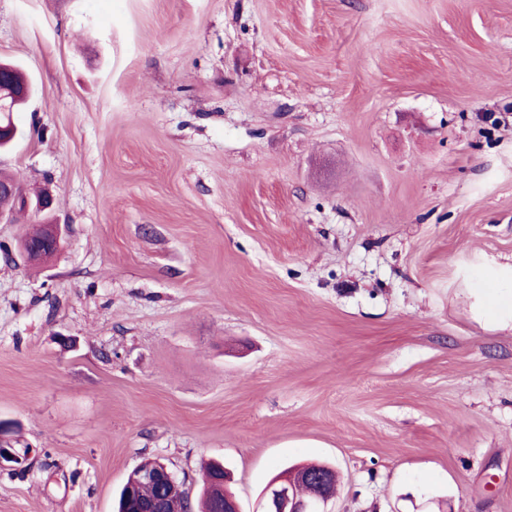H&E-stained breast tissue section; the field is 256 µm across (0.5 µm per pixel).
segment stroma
Wrapping results in <instances>:
<instances>
[{
    "instance_id": "obj_1",
    "label": "stroma",
    "mask_w": 512,
    "mask_h": 512,
    "mask_svg": "<svg viewBox=\"0 0 512 512\" xmlns=\"http://www.w3.org/2000/svg\"><path fill=\"white\" fill-rule=\"evenodd\" d=\"M0 512L146 458L242 512H512V0H0ZM61 224L47 264L19 243ZM220 465L215 462L206 468L204 486L198 503L199 512L217 511L216 503L223 488L221 480L224 479V486L228 481V475L224 477V470ZM287 478L288 481H285L286 477H274L267 483L259 501L260 509H256L254 512H326L324 506L333 494L327 493L320 497V500L307 502L316 500L320 494L318 484L308 481L315 479L322 483H332L334 493L337 482L334 467L329 465H320L314 468L298 467L288 471ZM296 483L302 484L295 485ZM290 490L293 496L303 500L293 498Z\"/></svg>"
}]
</instances>
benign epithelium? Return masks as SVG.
Returning <instances> with one entry per match:
<instances>
[{
	"label": "benign epithelium",
	"mask_w": 512,
	"mask_h": 512,
	"mask_svg": "<svg viewBox=\"0 0 512 512\" xmlns=\"http://www.w3.org/2000/svg\"><path fill=\"white\" fill-rule=\"evenodd\" d=\"M31 448H15L10 444L0 443V466L22 465L32 456ZM322 483H336V469L329 465L298 467L288 471V478L275 477L264 487L259 501V508L254 512H326L324 506L332 494L327 493L314 502L294 498L290 494L293 485L311 480ZM148 482L161 488L163 495L152 504L155 512H189V501L171 500L166 490L177 484L169 467L159 459L139 464L131 476L128 490L134 485Z\"/></svg>",
	"instance_id": "1"
}]
</instances>
